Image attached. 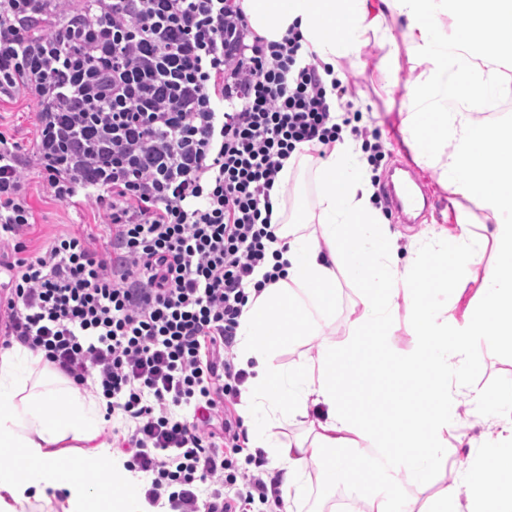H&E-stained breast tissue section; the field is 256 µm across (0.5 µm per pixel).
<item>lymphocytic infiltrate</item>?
Segmentation results:
<instances>
[{"label": "lymphocytic infiltrate", "mask_w": 512, "mask_h": 512, "mask_svg": "<svg viewBox=\"0 0 512 512\" xmlns=\"http://www.w3.org/2000/svg\"><path fill=\"white\" fill-rule=\"evenodd\" d=\"M290 28L256 35L241 0H0V102L35 103V142L0 131V346L97 383L112 443L168 512L280 500L238 467L246 288L276 235L270 192L303 145L387 152ZM106 211L37 237L28 187Z\"/></svg>", "instance_id": "obj_1"}]
</instances>
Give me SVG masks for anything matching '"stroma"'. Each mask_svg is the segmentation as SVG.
<instances>
[{"label": "stroma", "mask_w": 512, "mask_h": 512, "mask_svg": "<svg viewBox=\"0 0 512 512\" xmlns=\"http://www.w3.org/2000/svg\"><path fill=\"white\" fill-rule=\"evenodd\" d=\"M379 55L377 47H370L368 53L360 54L358 61H342L340 69L358 87L355 107L365 112L370 127L379 129L382 141L391 152L378 169V177L383 180L394 164L403 161L411 165L415 162L401 133L399 112L403 89L416 82L417 74L403 64L396 76H389L376 67ZM420 173L425 179V191L432 201V211L428 219L419 224H405L400 216H393L390 221L392 230L404 238L417 235L428 239L444 229L455 231L459 224L466 221L472 223L474 232H481L482 227L477 223L482 215L481 210L463 197L445 191L438 183V171L424 167ZM289 182L288 210L296 218H303L305 212L316 206L314 166L300 163ZM29 194L37 210L42 235L55 234L71 224H89L93 221L89 208H74L51 200L41 179L32 180ZM463 367L465 382L460 398L464 413L461 418L452 421L450 433L454 436L466 435L475 440L476 445L468 453L459 448H449L448 465L455 474L461 473L462 462H478L482 453L477 442L484 430L489 408L485 402L472 400L471 393L491 390L502 374L512 372V352L479 342L467 353Z\"/></svg>", "instance_id": "obj_1"}]
</instances>
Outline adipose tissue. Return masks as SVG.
<instances>
[{"mask_svg":"<svg viewBox=\"0 0 512 512\" xmlns=\"http://www.w3.org/2000/svg\"><path fill=\"white\" fill-rule=\"evenodd\" d=\"M250 27L270 41L298 28L307 51L325 64L354 59L374 43L380 68L407 61L418 73L407 90L402 133L416 160L441 172L444 190L486 211L490 235L442 231L400 256L396 235L373 202V171L360 142L345 138L319 162L317 209L303 223L288 215L280 188L271 192L284 274L249 291L237 328L238 364L247 374L240 410L252 448L278 460L270 475L283 497L298 501L310 467L326 483L355 482L376 449L406 474L380 491L362 488L366 512H512V374L483 393L490 408L484 452L462 480L447 482L448 420L460 405L452 385L476 340L512 347V129L478 119L485 101L512 85V0H243ZM404 21L403 43L392 25ZM494 260H486L487 251ZM479 279L478 301L457 326L440 284L448 263ZM358 288L342 342L320 339L336 315L342 282ZM406 320L411 348L392 336ZM316 342L281 362L290 343ZM399 374L417 388L421 412L409 405L375 415L382 379ZM100 391L79 389L42 353L13 343L0 349V448L20 451L21 465H0V512H150L122 464L106 501L79 469L100 453L110 429ZM295 424L302 432L288 436ZM437 486L417 507L414 491Z\"/></svg>","mask_w":512,"mask_h":512,"instance_id":"ef3b65f1","label":"adipose tissue"}]
</instances>
